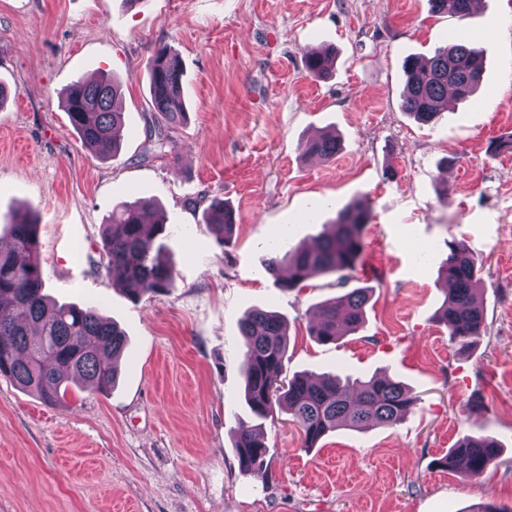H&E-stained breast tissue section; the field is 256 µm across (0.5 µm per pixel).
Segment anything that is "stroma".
Here are the masks:
<instances>
[{
  "label": "stroma",
  "mask_w": 512,
  "mask_h": 512,
  "mask_svg": "<svg viewBox=\"0 0 512 512\" xmlns=\"http://www.w3.org/2000/svg\"><path fill=\"white\" fill-rule=\"evenodd\" d=\"M483 51L478 92L422 125L400 109L402 62L450 32ZM183 68L186 122L145 151L149 61ZM336 49L327 79L307 53ZM112 75L124 112L119 152L86 149L64 111L80 78ZM0 222L40 224L48 294L95 305L126 333L111 392L70 388L57 406L0 377V512H468L512 506V0L458 19L428 0H0ZM335 129L322 161L302 145ZM219 196L236 227L222 245L203 211ZM157 198L172 230L169 292L132 299L109 277L101 229L113 205ZM371 208L346 285L320 276L277 288L275 244L312 242L339 209ZM481 260L486 330L458 350L434 320L446 240ZM368 286L363 327L321 344L316 304ZM272 310L290 326L286 376L387 374L418 398L392 428L339 427L303 447L287 411L265 422L263 468H239L244 401L240 321ZM465 436L497 441L478 478L439 467Z\"/></svg>",
  "instance_id": "1"
}]
</instances>
